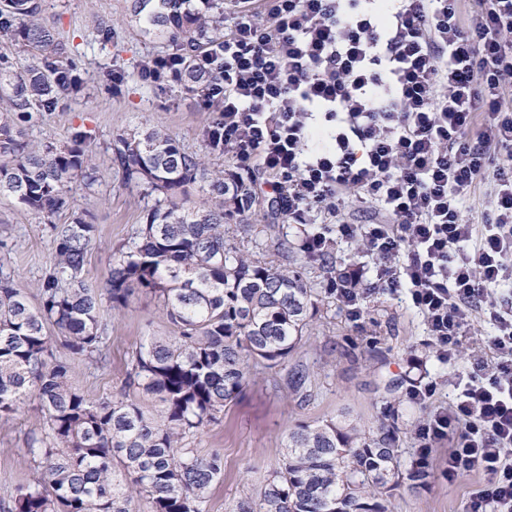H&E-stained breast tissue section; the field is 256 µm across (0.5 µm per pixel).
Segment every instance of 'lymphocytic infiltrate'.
<instances>
[{"instance_id": "obj_1", "label": "lymphocytic infiltrate", "mask_w": 512, "mask_h": 512, "mask_svg": "<svg viewBox=\"0 0 512 512\" xmlns=\"http://www.w3.org/2000/svg\"><path fill=\"white\" fill-rule=\"evenodd\" d=\"M269 0L268 22L225 34L224 151L272 178L288 223L336 214L349 190L373 224L360 239L376 287L408 289L441 360L475 317L488 356L459 374L421 427V453L453 437L448 480L488 482L468 512H512V0ZM493 176L487 224L464 199Z\"/></svg>"}]
</instances>
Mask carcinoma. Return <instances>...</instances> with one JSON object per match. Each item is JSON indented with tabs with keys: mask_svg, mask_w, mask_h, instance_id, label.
<instances>
[{
	"mask_svg": "<svg viewBox=\"0 0 512 512\" xmlns=\"http://www.w3.org/2000/svg\"><path fill=\"white\" fill-rule=\"evenodd\" d=\"M159 0L154 23L171 22L161 57L173 71L142 63L137 80L174 85L209 113L202 137L207 152L224 153V0ZM41 0H0V195L12 197L47 221L64 212L49 271L38 284L39 303L0 275V419L21 411L34 396L47 432L24 449L32 478L15 487L3 512H205L212 487L224 477V452L206 455L184 439L218 423L251 379L252 367L287 369L300 401L311 399V372L288 365L302 344L321 289L303 267L291 266L294 248L278 224H241L253 248L277 246L281 260L246 255L226 225L251 212L255 180L237 172H212L205 157L156 130H127L107 151L126 185L142 188L153 203L135 239L113 259L105 287L83 276L96 224L87 210L72 209L78 187L90 188L97 170L89 154L93 131L70 127L65 140L34 145L27 131L77 99L85 79L78 46L37 22ZM129 73L105 65L97 81L117 90ZM197 186L206 199L187 208L183 196ZM331 250L309 253L328 282L336 279ZM139 293L160 303L172 335L150 336L136 348L128 386L162 405L147 413L135 400L102 401L71 381L74 359L105 362L100 334L103 303L130 305ZM69 352L57 358L49 327ZM404 449L394 426H364L347 418L301 424L288 433L275 469L258 494L229 512H390L403 481L419 487L429 472L418 459L401 471Z\"/></svg>",
	"mask_w": 512,
	"mask_h": 512,
	"instance_id": "obj_1",
	"label": "carcinoma"
}]
</instances>
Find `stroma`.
I'll return each instance as SVG.
<instances>
[{
    "mask_svg": "<svg viewBox=\"0 0 512 512\" xmlns=\"http://www.w3.org/2000/svg\"><path fill=\"white\" fill-rule=\"evenodd\" d=\"M144 0H43L38 21L73 37L80 44L85 87L69 106L33 127L36 142H59L71 125L86 124L95 135V163L99 180L92 189L78 190L77 208L88 210L97 226L84 276L103 284L113 258L125 251L138 230L148 204L139 187L123 185L110 166L106 147L116 133L132 128L153 129L176 137L192 152H204L202 128L207 115L180 89L157 90L141 85L133 74L145 58L166 50L168 35L149 25ZM112 28V51L101 52L97 43L102 26ZM113 62L131 72L129 82L116 93L101 87L96 75L103 63ZM54 224H48L16 200L0 198V269L30 302H37L36 285L50 266L54 251ZM363 317L352 321L331 294H323L307 336L293 362L313 373L310 402H299L283 375L256 369L244 393L231 403L221 421L186 438L187 447L206 453L224 451V479L210 492L207 512H228L240 498L254 494L274 468L289 430L343 414L375 426L394 415L406 458L416 457L418 426L435 406L448 402L458 372L478 349L486 348L489 327L471 323L468 335L450 363H439L420 314L403 293L375 290L362 305ZM101 323L110 338L107 363L96 369L74 361L73 381L89 395L118 397L125 393L126 371L140 342L165 335L169 325L151 295H137L124 310H101ZM436 386L432 401L413 402L409 392L421 377ZM44 418L37 401H28L16 419L0 423V504L16 485L31 476L23 455L31 435L41 433ZM452 439L434 445L429 454L430 478L426 486L402 484L391 499V512H467L471 495L486 484L481 473L448 481V452Z\"/></svg>",
    "mask_w": 512,
    "mask_h": 512,
    "instance_id": "1",
    "label": "stroma"
}]
</instances>
